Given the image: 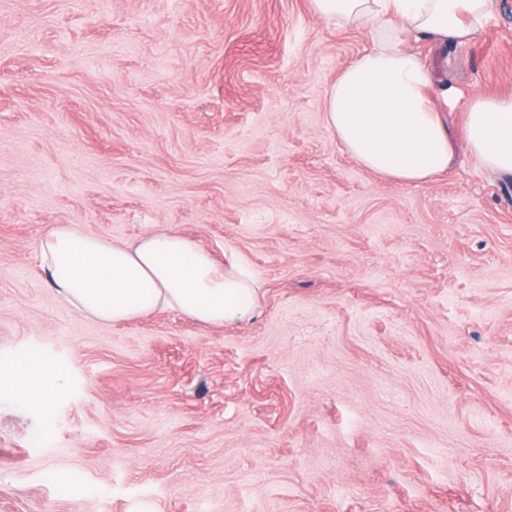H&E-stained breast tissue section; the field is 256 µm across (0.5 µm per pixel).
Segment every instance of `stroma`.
<instances>
[{
  "mask_svg": "<svg viewBox=\"0 0 512 512\" xmlns=\"http://www.w3.org/2000/svg\"><path fill=\"white\" fill-rule=\"evenodd\" d=\"M405 47L455 141L512 94V0ZM371 48L308 0H0V512H512V178L358 164L324 93ZM49 224L182 231L257 309L84 317ZM26 355L48 405L9 392Z\"/></svg>",
  "mask_w": 512,
  "mask_h": 512,
  "instance_id": "1",
  "label": "stroma"
}]
</instances>
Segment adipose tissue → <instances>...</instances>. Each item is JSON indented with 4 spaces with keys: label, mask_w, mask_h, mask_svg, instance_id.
<instances>
[{
    "label": "adipose tissue",
    "mask_w": 512,
    "mask_h": 512,
    "mask_svg": "<svg viewBox=\"0 0 512 512\" xmlns=\"http://www.w3.org/2000/svg\"><path fill=\"white\" fill-rule=\"evenodd\" d=\"M320 19L366 26L373 48L337 76L325 92L324 120L347 152L369 171L400 183L424 184L456 160L432 91L438 75L404 42L428 36L462 45L486 24L491 0H309ZM465 154L481 167L512 175V95L470 97L465 106ZM41 264L56 294L84 316L104 323L159 310L224 326L243 322L258 290L244 267L219 264L211 251L177 230L117 243L76 224L45 228ZM42 365L23 357L11 369L22 399L48 403L39 390Z\"/></svg>",
    "instance_id": "adipose-tissue-1"
}]
</instances>
